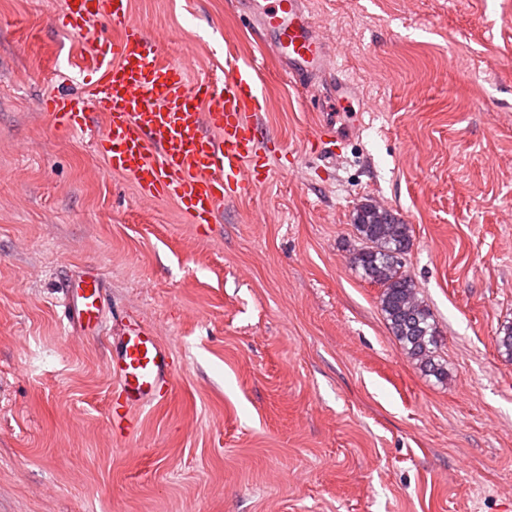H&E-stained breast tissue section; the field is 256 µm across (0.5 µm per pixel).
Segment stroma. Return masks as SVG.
Listing matches in <instances>:
<instances>
[{"mask_svg":"<svg viewBox=\"0 0 512 512\" xmlns=\"http://www.w3.org/2000/svg\"><path fill=\"white\" fill-rule=\"evenodd\" d=\"M308 7L337 74L306 92L233 0H131L192 76L264 70L268 176L207 234L46 114L91 62L63 0H0V512H512V0ZM367 201L413 230L445 379L350 266ZM87 266L175 362L128 436L106 339L63 313Z\"/></svg>","mask_w":512,"mask_h":512,"instance_id":"stroma-1","label":"stroma"}]
</instances>
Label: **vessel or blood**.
<instances>
[{
	"label": "vessel or blood",
	"instance_id": "1",
	"mask_svg": "<svg viewBox=\"0 0 512 512\" xmlns=\"http://www.w3.org/2000/svg\"><path fill=\"white\" fill-rule=\"evenodd\" d=\"M251 25L273 31L271 52L289 80L304 87L331 71L333 62L312 30L306 0H241ZM118 29L106 39L98 20ZM62 22L88 46L93 66L88 96L55 95L45 102L62 130H82L87 111L106 119L95 145L114 172L130 177L147 200L176 201L191 223L213 224L225 198L251 193L263 178L261 69L226 58L224 73L189 80L182 64L165 61L160 41L133 21L130 0H65ZM100 274L86 276L68 312L110 342L115 390L108 419L121 431L134 428V409L165 399L172 389L173 359L141 320L112 323L103 307Z\"/></svg>",
	"mask_w": 512,
	"mask_h": 512
}]
</instances>
